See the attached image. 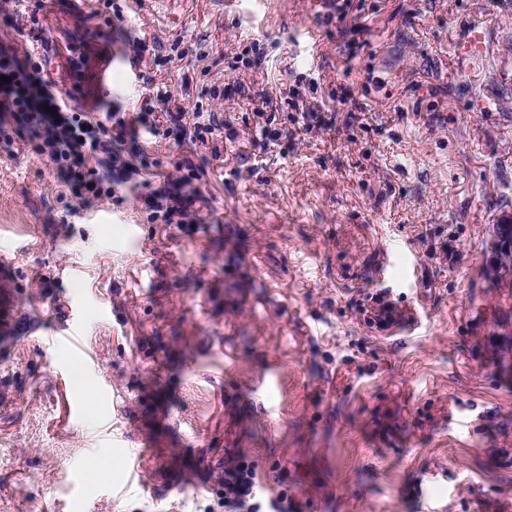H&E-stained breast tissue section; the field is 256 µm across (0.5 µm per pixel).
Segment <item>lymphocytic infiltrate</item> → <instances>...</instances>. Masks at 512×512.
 I'll return each instance as SVG.
<instances>
[{"label":"lymphocytic infiltrate","instance_id":"lymphocytic-infiltrate-1","mask_svg":"<svg viewBox=\"0 0 512 512\" xmlns=\"http://www.w3.org/2000/svg\"><path fill=\"white\" fill-rule=\"evenodd\" d=\"M46 49L42 39L21 47L0 42V136L9 123L28 130L37 153L81 202L111 196L135 172L121 149L127 135L140 126L156 129L157 123L145 112L130 120L110 112L100 121L71 106L66 91L35 59ZM195 177L192 160L175 161L161 189L143 196L142 202L163 223H192L199 200L189 188ZM256 469L244 456L225 467L224 512H297L296 500L284 491L261 504Z\"/></svg>","mask_w":512,"mask_h":512}]
</instances>
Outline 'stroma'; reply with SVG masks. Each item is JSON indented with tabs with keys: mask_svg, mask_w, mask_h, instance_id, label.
<instances>
[{
	"mask_svg": "<svg viewBox=\"0 0 512 512\" xmlns=\"http://www.w3.org/2000/svg\"><path fill=\"white\" fill-rule=\"evenodd\" d=\"M36 18L85 111L168 94L221 126L137 138L146 170L88 208L32 144L0 148V512H224L242 452L300 512H512V290L484 276L512 181V0ZM183 156L196 221L153 220L151 169Z\"/></svg>",
	"mask_w": 512,
	"mask_h": 512,
	"instance_id": "obj_1",
	"label": "stroma"
}]
</instances>
